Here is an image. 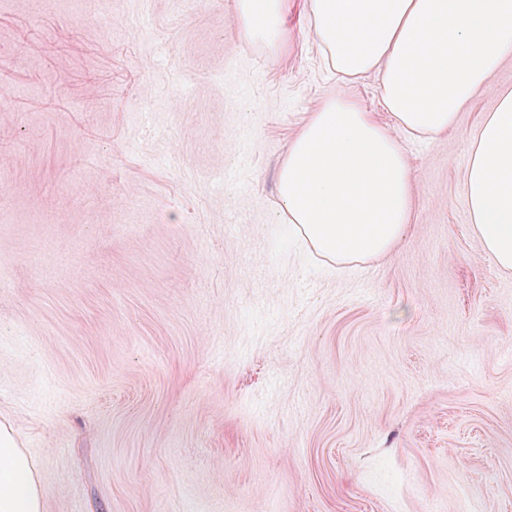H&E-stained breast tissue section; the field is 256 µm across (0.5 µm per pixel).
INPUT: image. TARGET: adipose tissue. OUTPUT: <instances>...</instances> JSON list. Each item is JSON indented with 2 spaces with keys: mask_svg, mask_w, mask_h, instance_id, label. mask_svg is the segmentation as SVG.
<instances>
[{
  "mask_svg": "<svg viewBox=\"0 0 512 512\" xmlns=\"http://www.w3.org/2000/svg\"><path fill=\"white\" fill-rule=\"evenodd\" d=\"M331 68L379 79L385 119L352 96L325 99L292 138L277 174L278 209L314 253L342 272L404 238L415 177L403 137L452 130L507 57L512 0H305ZM287 0H237L252 38L283 40ZM464 196L472 230L497 270L512 273V91L470 144ZM31 461L0 423V512H42Z\"/></svg>",
  "mask_w": 512,
  "mask_h": 512,
  "instance_id": "adipose-tissue-1",
  "label": "adipose tissue"
}]
</instances>
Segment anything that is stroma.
<instances>
[{
  "instance_id": "35a3bbf8",
  "label": "stroma",
  "mask_w": 512,
  "mask_h": 512,
  "mask_svg": "<svg viewBox=\"0 0 512 512\" xmlns=\"http://www.w3.org/2000/svg\"><path fill=\"white\" fill-rule=\"evenodd\" d=\"M0 420L43 512H512V274L463 193L512 58L410 139V228L333 273L276 171L340 79L288 0H0ZM287 0H237V13L246 22L248 33L261 43L283 40Z\"/></svg>"
}]
</instances>
